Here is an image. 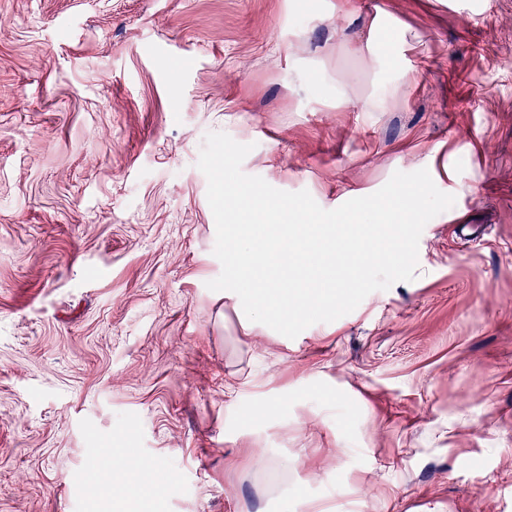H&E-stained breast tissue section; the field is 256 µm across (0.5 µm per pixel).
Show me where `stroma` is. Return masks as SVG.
I'll list each match as a JSON object with an SVG mask.
<instances>
[{
  "instance_id": "35a3bbf8",
  "label": "stroma",
  "mask_w": 512,
  "mask_h": 512,
  "mask_svg": "<svg viewBox=\"0 0 512 512\" xmlns=\"http://www.w3.org/2000/svg\"><path fill=\"white\" fill-rule=\"evenodd\" d=\"M218 131L327 210L455 203L290 339L207 287ZM319 498L512 512V0H0V512Z\"/></svg>"
}]
</instances>
